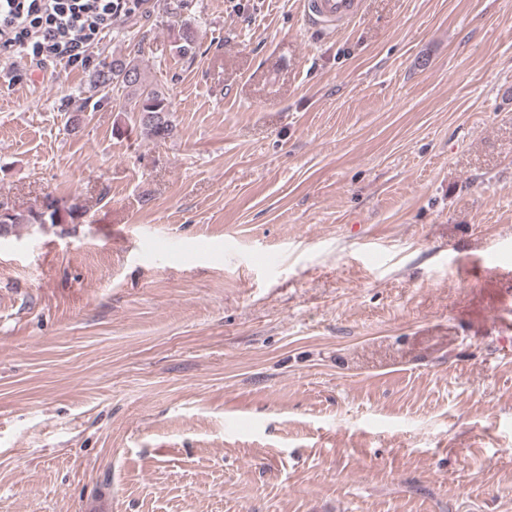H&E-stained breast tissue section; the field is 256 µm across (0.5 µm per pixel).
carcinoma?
I'll list each match as a JSON object with an SVG mask.
<instances>
[{
	"label": "carcinoma",
	"instance_id": "obj_1",
	"mask_svg": "<svg viewBox=\"0 0 512 512\" xmlns=\"http://www.w3.org/2000/svg\"><path fill=\"white\" fill-rule=\"evenodd\" d=\"M172 49L181 57L192 56L196 50L193 31L184 27L174 37ZM93 85L103 91L116 87L125 92L128 106L120 108L122 112H131V121L137 125L141 134L157 142H164L174 131L171 120V101L158 85L149 81L139 63L138 54L129 52L112 58L93 74ZM57 213L55 200L47 197L41 208L28 215L10 210L0 214V234L9 231L16 224L45 223V219H54Z\"/></svg>",
	"mask_w": 512,
	"mask_h": 512
}]
</instances>
